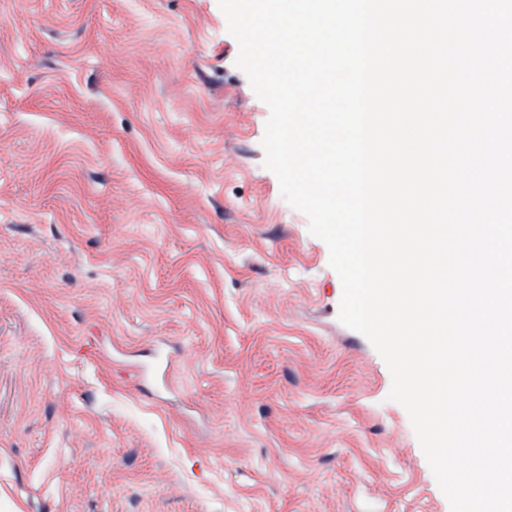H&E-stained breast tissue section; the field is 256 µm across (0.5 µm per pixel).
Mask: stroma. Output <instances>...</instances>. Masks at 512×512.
<instances>
[{"label": "stroma", "mask_w": 512, "mask_h": 512, "mask_svg": "<svg viewBox=\"0 0 512 512\" xmlns=\"http://www.w3.org/2000/svg\"><path fill=\"white\" fill-rule=\"evenodd\" d=\"M218 0H0V512H451Z\"/></svg>", "instance_id": "stroma-1"}]
</instances>
